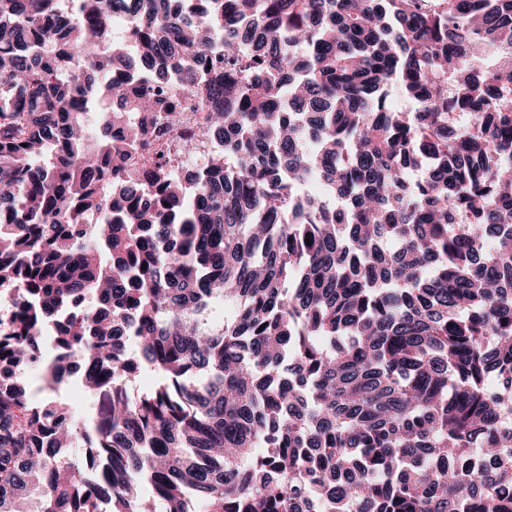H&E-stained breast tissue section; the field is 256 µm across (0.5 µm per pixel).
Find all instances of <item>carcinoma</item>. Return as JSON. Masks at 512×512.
Returning <instances> with one entry per match:
<instances>
[{
	"instance_id": "obj_1",
	"label": "carcinoma",
	"mask_w": 512,
	"mask_h": 512,
	"mask_svg": "<svg viewBox=\"0 0 512 512\" xmlns=\"http://www.w3.org/2000/svg\"><path fill=\"white\" fill-rule=\"evenodd\" d=\"M2 286L0 512H512V0H0ZM183 97L189 109L177 114L176 118L169 123L166 132L157 141L156 145L163 150L180 154L183 158H188L189 156H195L198 146L185 138L184 131L187 127L197 124L203 111L199 108L198 110H193V107L198 102L195 97L189 94ZM190 106L192 107L190 108Z\"/></svg>"
}]
</instances>
